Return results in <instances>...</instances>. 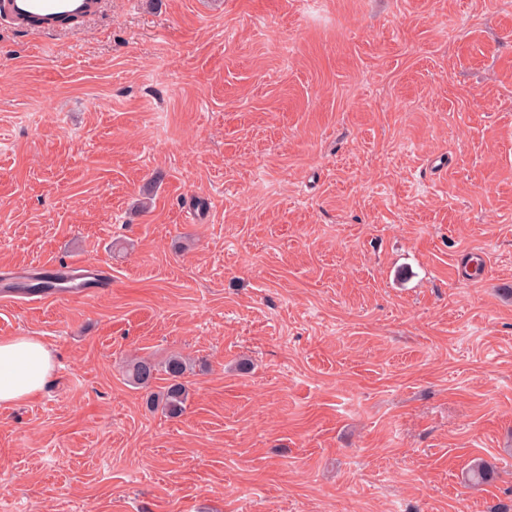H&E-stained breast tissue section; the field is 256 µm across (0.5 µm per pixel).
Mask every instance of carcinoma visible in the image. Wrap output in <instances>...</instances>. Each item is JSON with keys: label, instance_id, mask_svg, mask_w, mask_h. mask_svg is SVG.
I'll return each instance as SVG.
<instances>
[{"label": "carcinoma", "instance_id": "1", "mask_svg": "<svg viewBox=\"0 0 512 512\" xmlns=\"http://www.w3.org/2000/svg\"><path fill=\"white\" fill-rule=\"evenodd\" d=\"M188 371L186 360L179 354L169 356L163 363L157 364L149 358H134L126 364L127 381L137 388H147L160 372L169 380L167 388L158 396H149L147 403L159 404L171 417L181 416L188 400V390L183 379ZM494 478V470L483 461L473 463L465 472V481L479 485Z\"/></svg>", "mask_w": 512, "mask_h": 512}]
</instances>
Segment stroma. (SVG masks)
<instances>
[{
    "instance_id": "stroma-1",
    "label": "stroma",
    "mask_w": 512,
    "mask_h": 512,
    "mask_svg": "<svg viewBox=\"0 0 512 512\" xmlns=\"http://www.w3.org/2000/svg\"><path fill=\"white\" fill-rule=\"evenodd\" d=\"M44 262L112 286L18 303L4 277ZM23 335L56 371L0 407V512L511 505L512 0L0 23V339ZM173 353L177 418L124 373ZM66 268L68 270H74L77 271V275L81 276H88L93 274L94 272L96 276V285L92 286L91 288H97L98 291L100 290H107L111 288L112 286V278L103 270L97 269L95 266H85V267H78V268H72L68 264L65 266H62L59 263L50 264L47 266H44L40 272V275H53L58 270Z\"/></svg>"
}]
</instances>
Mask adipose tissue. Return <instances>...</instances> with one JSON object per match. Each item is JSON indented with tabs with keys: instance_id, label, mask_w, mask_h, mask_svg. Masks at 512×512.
<instances>
[{
	"instance_id": "ef3b65f1",
	"label": "adipose tissue",
	"mask_w": 512,
	"mask_h": 512,
	"mask_svg": "<svg viewBox=\"0 0 512 512\" xmlns=\"http://www.w3.org/2000/svg\"><path fill=\"white\" fill-rule=\"evenodd\" d=\"M55 367L51 349L38 337L0 340V406L8 407L41 394Z\"/></svg>"
}]
</instances>
